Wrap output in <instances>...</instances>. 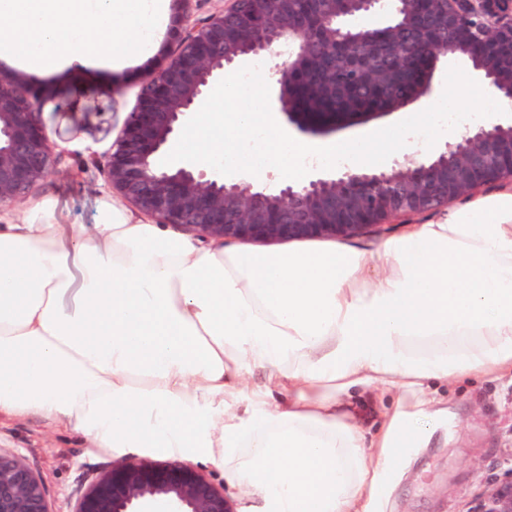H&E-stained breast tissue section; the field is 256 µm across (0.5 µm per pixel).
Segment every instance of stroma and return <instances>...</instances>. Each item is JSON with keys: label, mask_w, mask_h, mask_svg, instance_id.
<instances>
[{"label": "stroma", "mask_w": 512, "mask_h": 512, "mask_svg": "<svg viewBox=\"0 0 512 512\" xmlns=\"http://www.w3.org/2000/svg\"><path fill=\"white\" fill-rule=\"evenodd\" d=\"M172 51V45L158 43L146 59L106 74L90 69L27 74L29 87L76 98L78 109L43 113L59 163L23 202L0 209V224L19 222L24 213L41 208L49 209L57 224L99 222L102 209L113 201L106 159L136 105L143 77L162 67ZM104 79L112 84L111 95H77V87ZM406 116L402 109L328 135L300 131L281 113L275 119L297 141L329 146ZM436 391L448 405L447 426L437 429L426 447L406 449L397 467L382 470L372 512H470L489 484L512 468V377L440 383ZM0 448L23 454L41 477L54 512H70L79 487L111 462L110 456L88 452L66 427L35 418L1 421Z\"/></svg>", "instance_id": "stroma-1"}]
</instances>
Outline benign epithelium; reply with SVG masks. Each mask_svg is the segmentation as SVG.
Here are the masks:
<instances>
[{
	"mask_svg": "<svg viewBox=\"0 0 512 512\" xmlns=\"http://www.w3.org/2000/svg\"><path fill=\"white\" fill-rule=\"evenodd\" d=\"M448 11V33L427 46L397 49L394 62L419 66V87L386 108L358 112H309L313 101L301 84L325 58L344 56L358 77L398 17L419 21L436 2ZM166 42L168 62L147 74L134 109L106 161L108 186L121 201L159 224L210 238L283 242L353 238L381 233L394 218H411L452 204L482 188L512 180V123L488 124L445 144L432 158L407 154L387 171L351 168L298 185L257 187L227 181L199 163L161 158L174 148L185 123L213 88L260 56L271 63L276 96L271 108L302 131L326 132L419 104L434 94L438 63L467 58L473 76L512 112V0H229L230 5L193 19L191 0H172ZM380 15L379 26L364 18ZM44 101L25 77L0 72V207L25 199L56 168L59 154L42 119ZM0 512H53L46 488L24 457L0 450ZM70 512H234L224 485L181 461L124 458L112 461L77 493ZM472 512H512V468L491 485Z\"/></svg>",
	"mask_w": 512,
	"mask_h": 512,
	"instance_id": "benign-epithelium-1",
	"label": "benign epithelium"
}]
</instances>
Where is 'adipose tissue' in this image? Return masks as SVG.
<instances>
[{"label":"adipose tissue","mask_w":512,"mask_h":512,"mask_svg":"<svg viewBox=\"0 0 512 512\" xmlns=\"http://www.w3.org/2000/svg\"><path fill=\"white\" fill-rule=\"evenodd\" d=\"M506 372L512 195L371 250L205 242L113 203L0 224V418L212 466L240 512H368L373 449L427 443L433 384ZM368 390L396 397L372 433Z\"/></svg>","instance_id":"ef3b65f1"}]
</instances>
